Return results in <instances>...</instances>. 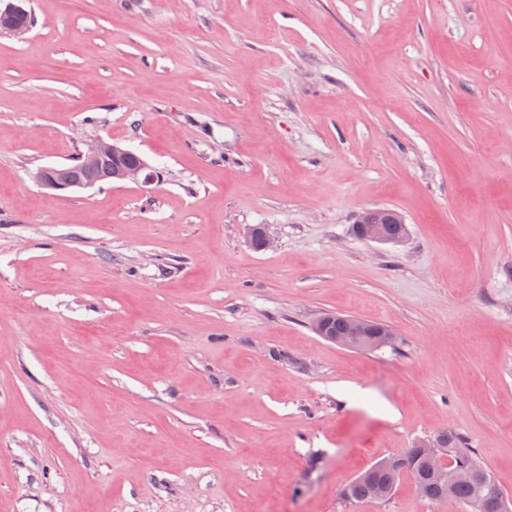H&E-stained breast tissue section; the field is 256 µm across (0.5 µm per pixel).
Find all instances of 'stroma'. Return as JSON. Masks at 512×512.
Returning <instances> with one entry per match:
<instances>
[{"label": "stroma", "instance_id": "35a3bbf8", "mask_svg": "<svg viewBox=\"0 0 512 512\" xmlns=\"http://www.w3.org/2000/svg\"><path fill=\"white\" fill-rule=\"evenodd\" d=\"M30 8L0 33V512H471L342 496L444 431L512 496V0ZM98 138L153 182L32 180ZM373 208L401 244L354 235ZM12 20L14 23L11 21L10 9L7 12H2L1 10L0 30L7 31L17 37H22L28 33L31 28L30 26H20L17 24H32L34 21L31 12L27 9L14 13ZM377 212L374 223L371 224H361V222L356 223L357 231L360 236L367 241L380 243V244H397L401 243L405 237L407 236V232L402 235L407 228L405 227V221L402 215H400L396 211L387 210V209H375L373 210ZM382 224L386 225L385 231L389 236H387L382 230ZM354 231V230H353ZM355 235L362 239L356 231H354ZM402 235V236H400ZM400 236V237H396ZM394 237V238H393ZM365 336L372 337L365 343L363 342ZM392 336H394V333L388 327L376 328L363 319H353L350 321L349 331L346 336H329V338L342 347L375 350L388 344Z\"/></svg>", "mask_w": 512, "mask_h": 512}]
</instances>
